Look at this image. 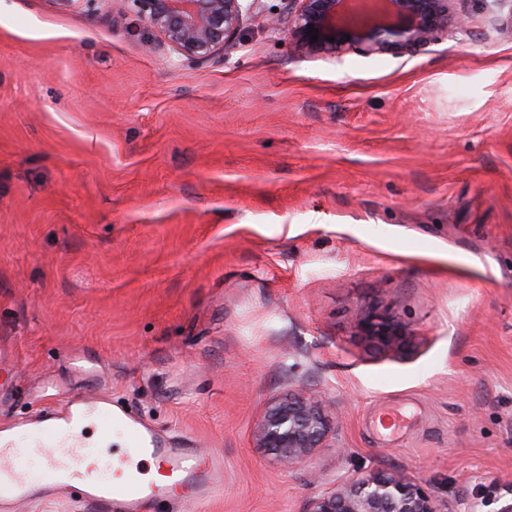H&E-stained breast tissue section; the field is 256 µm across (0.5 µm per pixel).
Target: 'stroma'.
I'll use <instances>...</instances> for the list:
<instances>
[{
  "instance_id": "1",
  "label": "stroma",
  "mask_w": 512,
  "mask_h": 512,
  "mask_svg": "<svg viewBox=\"0 0 512 512\" xmlns=\"http://www.w3.org/2000/svg\"><path fill=\"white\" fill-rule=\"evenodd\" d=\"M286 6L259 0L201 66L119 0H0V408L47 405L53 381L191 434L223 457L224 492L183 512H306L379 471L499 512L512 7L454 0L467 29L336 62L268 28ZM296 394L335 409L336 436L288 467L255 432Z\"/></svg>"
}]
</instances>
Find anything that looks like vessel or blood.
Here are the masks:
<instances>
[{
    "label": "vessel or blood",
    "instance_id": "obj_1",
    "mask_svg": "<svg viewBox=\"0 0 512 512\" xmlns=\"http://www.w3.org/2000/svg\"><path fill=\"white\" fill-rule=\"evenodd\" d=\"M223 489L218 456L187 435L159 436L103 395L61 400L0 424V512L72 494L88 512H153L160 502L181 508Z\"/></svg>",
    "mask_w": 512,
    "mask_h": 512
}]
</instances>
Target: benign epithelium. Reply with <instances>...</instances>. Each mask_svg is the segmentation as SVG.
<instances>
[{"label":"benign epithelium","mask_w":512,"mask_h":512,"mask_svg":"<svg viewBox=\"0 0 512 512\" xmlns=\"http://www.w3.org/2000/svg\"><path fill=\"white\" fill-rule=\"evenodd\" d=\"M179 57L205 64L234 47L259 0H120ZM453 0H288V16L272 13L269 28H287L294 52L340 58L414 53L469 17ZM317 32L310 31V28ZM318 40H310L312 35ZM334 41L329 42L327 38ZM336 414L308 397L273 401L256 430V447L293 466L324 445ZM308 512H453L441 508L421 483L400 472L357 475L315 495Z\"/></svg>","instance_id":"obj_1"}]
</instances>
